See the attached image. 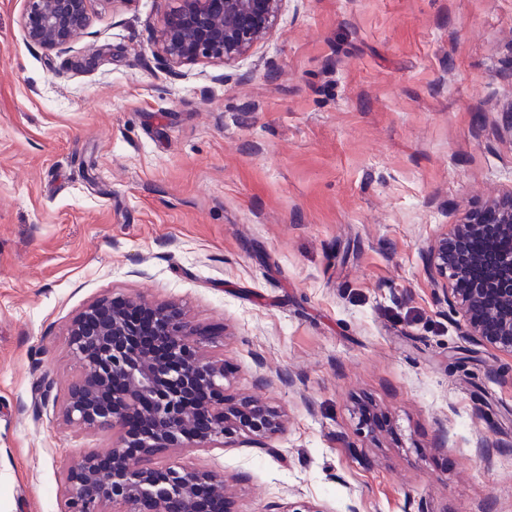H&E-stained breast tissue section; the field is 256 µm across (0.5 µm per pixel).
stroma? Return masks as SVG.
Masks as SVG:
<instances>
[{
  "label": "stroma",
  "instance_id": "35a3bbf8",
  "mask_svg": "<svg viewBox=\"0 0 512 512\" xmlns=\"http://www.w3.org/2000/svg\"><path fill=\"white\" fill-rule=\"evenodd\" d=\"M170 0H90L28 41L0 0V512H62L112 435L67 421L93 301L176 302L224 396L283 428L168 448L230 512H512V356L426 258L512 190V0H282L228 64L170 69Z\"/></svg>",
  "mask_w": 512,
  "mask_h": 512
}]
</instances>
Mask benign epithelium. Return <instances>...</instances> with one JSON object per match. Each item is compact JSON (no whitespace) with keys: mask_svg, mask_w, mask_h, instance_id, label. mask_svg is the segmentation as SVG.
<instances>
[{"mask_svg":"<svg viewBox=\"0 0 512 512\" xmlns=\"http://www.w3.org/2000/svg\"><path fill=\"white\" fill-rule=\"evenodd\" d=\"M28 40L65 51L90 25L89 0H24ZM157 30V45L170 66L200 60L232 62L271 31L281 0H172ZM483 224H498L512 238V191L493 207L454 225L428 256L430 274L443 279L442 300L462 313L468 335L512 354V255L492 253L489 276L467 282L480 262L469 244ZM134 311L152 318L155 336L170 345V359L156 362L141 351ZM80 375L65 399L67 419L117 435L107 457L89 453L66 479L64 512H211L225 508L224 474L188 466H157L161 448H222L224 438L244 432L258 445L280 430L278 413L255 398L224 400V364L202 357L201 336L175 304L111 299L90 304L69 330ZM148 421L131 447L127 419Z\"/></svg>","mask_w":512,"mask_h":512,"instance_id":"7a95c632","label":"benign epithelium"}]
</instances>
